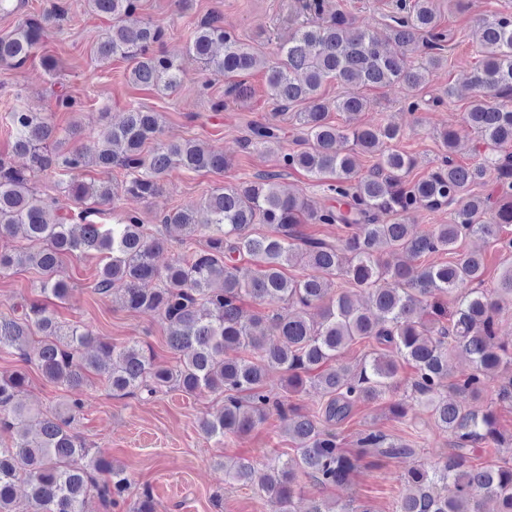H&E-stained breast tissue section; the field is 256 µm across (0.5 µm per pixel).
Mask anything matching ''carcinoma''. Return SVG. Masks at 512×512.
<instances>
[{"mask_svg": "<svg viewBox=\"0 0 512 512\" xmlns=\"http://www.w3.org/2000/svg\"><path fill=\"white\" fill-rule=\"evenodd\" d=\"M327 0H296V13L306 20L291 24L278 42L275 60L224 29V18L209 15L193 32L187 52L202 64L205 75L230 79L225 99L213 104L221 112L251 98L242 77L265 69L268 93L280 107L264 124L249 126L245 150L262 147L275 154L277 170L254 179L217 186L198 207H181L149 227L133 214L116 224L88 221L91 206H105L122 195L147 200L163 188L175 169L225 171L226 155L192 139L163 140L161 116L131 106L119 123H105L94 152L67 143L78 124L59 132L48 117L28 108L7 113L9 150L0 153V241L21 237L22 249L0 247V275L18 267L40 274L36 285L49 300L64 302L73 288L61 274L69 257L98 256L93 291L106 295L120 287L122 304L133 311H151L168 325V345L177 356L172 367L154 363L138 341L124 345L97 336L86 326L63 325L49 306L32 301L19 315H0V351L34 362L44 380L65 389L81 387L91 372L105 371L113 396L155 394L176 388L193 395L209 391L224 403L204 417L200 429L220 441L240 437L263 422L270 411L288 415V435L296 455L271 459L261 492L274 512H294L298 474L314 485L347 483L365 458H391L412 453L409 445L381 430L360 433L357 449L341 447L336 426L355 406L385 398L397 390V366L373 352L354 368L334 366L341 350L372 339L392 346L415 370L414 397L423 402L435 426L448 434L452 452L429 467L407 472L409 492L395 512H482L492 500L496 512H512V436L497 428L491 409L474 411L452 397L477 394L490 379L512 371V348L496 343L497 315L512 302V265L503 269L494 292L482 288L484 261L477 252H458L470 236L502 241L512 224V154L499 149L512 144V15L475 23L481 60L470 77L471 96L459 129L437 134L441 163L417 179H408L412 157L397 149L401 132L393 125H361L356 116L369 102L359 95L330 99L325 86L387 88L402 95L408 108L417 100L428 72L448 62L437 0H395L388 34L381 39L342 11L327 12ZM89 10L112 20L98 41L93 63L114 57L132 60L128 78L137 86L169 95L183 84L185 73L170 56L156 50L165 29L139 15V0H87ZM0 14L17 18L13 30L0 37V63L21 66L39 60L53 73L55 57L37 54L47 32L64 15L52 0L39 15L26 11V0H0ZM417 53L419 59L410 60ZM299 110L290 114L289 108ZM336 110L346 125L329 120ZM291 120L299 132L298 149H284L280 123ZM478 161L462 164L457 154L464 138ZM352 141L348 152L337 150ZM152 147H147V144ZM361 154L378 156L363 172ZM27 159L16 167L11 157ZM122 168L129 178L95 185L78 179L86 167ZM292 170L323 186L329 204L318 206L301 191L285 189L283 173ZM48 171L68 176L61 194L67 200L43 198L34 178ZM493 177L494 192L474 194L471 187ZM457 205L452 220L419 234L410 232L405 216L418 209L440 210ZM303 224H334L335 238L305 236ZM266 231H259V227ZM182 234L187 250L164 270L156 254L168 244L170 229ZM205 238L202 248L188 242ZM448 253L452 260L416 271L405 261L390 264L384 256L417 259ZM247 255L256 269L235 264ZM301 265L308 273L294 277L287 268ZM341 276L348 288L333 292L329 278ZM371 304L362 311L356 293ZM246 297L275 307L250 322L241 318ZM453 310H448V301ZM258 351L253 356L251 352ZM460 350L473 371L455 380L448 358ZM284 374L282 389L297 393L311 385L326 402L318 418L300 414L268 389L271 371ZM27 373L0 376V512H15L17 484L27 487L33 512H91L100 507H127V512H157L147 490L128 500L130 481L102 452H93L72 429L83 404L73 399L64 409L32 410L16 401ZM477 444L499 449L496 463L468 465ZM253 462L241 458L224 465V481L247 485ZM451 483V496L433 491ZM306 512H372L364 505L334 506L311 500Z\"/></svg>", "mask_w": 512, "mask_h": 512, "instance_id": "cac0c4a2", "label": "carcinoma"}]
</instances>
